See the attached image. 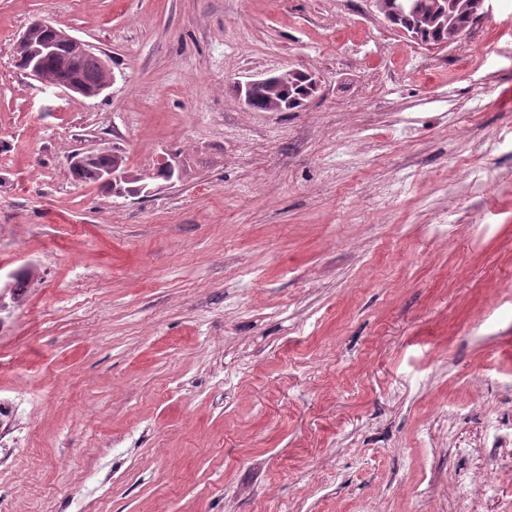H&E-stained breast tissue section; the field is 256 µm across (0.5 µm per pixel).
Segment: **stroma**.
Masks as SVG:
<instances>
[{
  "instance_id": "35a3bbf8",
  "label": "stroma",
  "mask_w": 512,
  "mask_h": 512,
  "mask_svg": "<svg viewBox=\"0 0 512 512\" xmlns=\"http://www.w3.org/2000/svg\"><path fill=\"white\" fill-rule=\"evenodd\" d=\"M445 48L371 0H0L13 512H512V0ZM112 59L84 98L14 46ZM300 68L306 105L235 84ZM106 147L185 178L116 198ZM33 28L49 29L52 32V39L43 43V50H50L54 46L50 52L39 51L44 36L40 30H32ZM59 40L70 42L74 51L65 43L55 44ZM16 46H25L21 53L38 60L40 70L35 64H31L26 70V75L34 80L42 82L39 77L41 71L44 80L51 85L63 87L78 82L87 90L96 89L109 80L111 71L101 64V62L106 64L107 60L98 54L92 45L57 28L49 21L39 20L32 23L19 37ZM74 52L79 57L91 56L101 62L96 59L84 58L76 62ZM63 88L74 93H78L80 90L78 85ZM78 94L83 97H91ZM114 165H120L122 168L112 167ZM125 165L126 160L123 156L114 152H104L90 158L74 159L71 173L75 180L98 182L109 188L111 193L116 192L119 197H126L125 190L128 189L124 184L128 181L130 173L128 169H123Z\"/></svg>"
}]
</instances>
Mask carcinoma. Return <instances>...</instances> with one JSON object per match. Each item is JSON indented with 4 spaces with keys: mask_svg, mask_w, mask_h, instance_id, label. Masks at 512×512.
Wrapping results in <instances>:
<instances>
[{
    "mask_svg": "<svg viewBox=\"0 0 512 512\" xmlns=\"http://www.w3.org/2000/svg\"><path fill=\"white\" fill-rule=\"evenodd\" d=\"M383 16L396 29L420 34L429 43L448 39L451 30L471 23L474 0H410L411 7L397 10L401 0H384ZM43 33L30 32L28 44L22 54L38 60L44 80L54 86H67L78 82L93 90L109 80L110 69L96 59L75 61L73 49L65 43H57L48 53L40 52ZM308 76L302 70L288 69L257 86L252 91V108L261 112H290L298 107L295 99L307 92ZM114 165L125 166L123 156L114 152L100 153L90 158L73 161V177L85 182L98 181V172Z\"/></svg>",
    "mask_w": 512,
    "mask_h": 512,
    "instance_id": "1",
    "label": "carcinoma"
}]
</instances>
